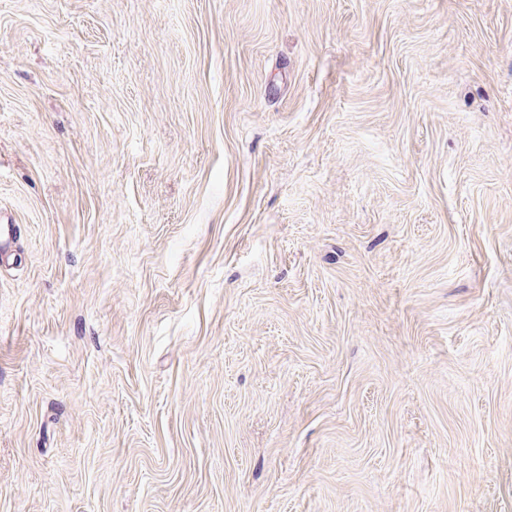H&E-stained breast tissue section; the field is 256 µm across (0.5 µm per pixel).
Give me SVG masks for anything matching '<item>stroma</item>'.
Wrapping results in <instances>:
<instances>
[{"label":"stroma","instance_id":"obj_1","mask_svg":"<svg viewBox=\"0 0 512 512\" xmlns=\"http://www.w3.org/2000/svg\"><path fill=\"white\" fill-rule=\"evenodd\" d=\"M0 512H512V0H0Z\"/></svg>","mask_w":512,"mask_h":512}]
</instances>
